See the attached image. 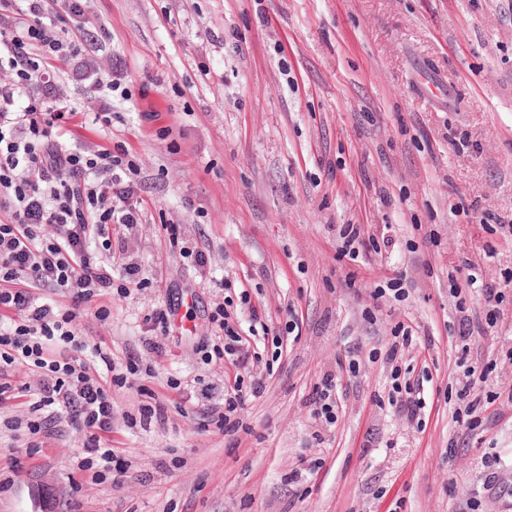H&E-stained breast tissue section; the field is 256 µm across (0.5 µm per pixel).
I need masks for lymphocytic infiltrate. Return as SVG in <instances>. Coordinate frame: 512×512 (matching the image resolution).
<instances>
[{
  "instance_id": "obj_1",
  "label": "lymphocytic infiltrate",
  "mask_w": 512,
  "mask_h": 512,
  "mask_svg": "<svg viewBox=\"0 0 512 512\" xmlns=\"http://www.w3.org/2000/svg\"><path fill=\"white\" fill-rule=\"evenodd\" d=\"M83 16V0H60L53 13L46 0H0L6 21L0 26V407L23 399V415L1 423L26 426L37 440L51 437L53 424L73 425L84 449L73 467L100 481L129 466L112 446V388L127 385L136 369L118 368L78 323L91 312L104 317V310H90L93 299L149 285L132 263L121 265L122 283L112 279V240L142 223L147 202L136 162L111 138L110 109L94 113L103 141L85 149L76 143V106L57 91L44 99L27 93L34 82L49 80L52 60L76 53ZM448 284L454 309L448 333L466 353L503 316L508 285L453 275ZM43 288L57 299L40 296ZM209 320L214 337L200 350L202 363L235 369L209 422L232 436L240 411L264 392L265 378L254 371L260 358L242 336L231 300L215 302ZM420 344L413 327L399 322L384 351L392 379L388 404L416 427L425 400L407 380L403 358ZM19 370L39 374L37 386L13 384L10 375ZM487 379L469 373L458 384L457 416L466 430L481 427L495 401L483 393Z\"/></svg>"
}]
</instances>
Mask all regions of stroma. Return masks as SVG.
Instances as JSON below:
<instances>
[{
    "instance_id": "obj_1",
    "label": "stroma",
    "mask_w": 512,
    "mask_h": 512,
    "mask_svg": "<svg viewBox=\"0 0 512 512\" xmlns=\"http://www.w3.org/2000/svg\"><path fill=\"white\" fill-rule=\"evenodd\" d=\"M79 56L54 82L80 110H112V138L134 155L143 224L128 254L150 288L98 298L106 320L81 334L115 361L136 360L135 387L113 388L112 446L132 465L92 481L70 463L82 437L62 425L37 453L0 431V512H512L486 477L512 485V318L460 356L448 338V274L470 262L479 281L512 272V0H85ZM129 92L105 99L101 72ZM440 88L432 94L428 83ZM504 227L482 224L485 214ZM208 257L204 272L166 249L161 219ZM388 227L390 258H336L342 225ZM436 230L439 246L426 242ZM416 252H409V243ZM408 297L362 318L390 270ZM248 289L261 321L243 336L272 373L241 412L235 438L207 428L232 367L201 364L211 307L225 283ZM180 304L176 325L145 319ZM298 333L281 346L263 325ZM429 346L408 361L426 402L423 431L372 399L390 370L369 360L392 327ZM335 424L317 427L309 394L341 358ZM496 362L494 416L474 434L454 419L456 381ZM180 380V389L167 385ZM164 420L129 427L138 386ZM495 459L494 468L484 465ZM319 462L307 473L308 462Z\"/></svg>"
}]
</instances>
